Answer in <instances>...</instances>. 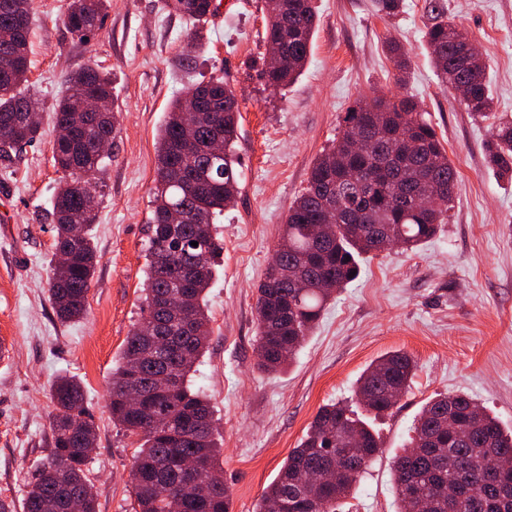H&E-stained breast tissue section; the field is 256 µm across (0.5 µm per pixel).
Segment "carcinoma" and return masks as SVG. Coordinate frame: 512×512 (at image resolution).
Returning a JSON list of instances; mask_svg holds the SVG:
<instances>
[{
    "label": "carcinoma",
    "mask_w": 512,
    "mask_h": 512,
    "mask_svg": "<svg viewBox=\"0 0 512 512\" xmlns=\"http://www.w3.org/2000/svg\"><path fill=\"white\" fill-rule=\"evenodd\" d=\"M209 2L166 3L185 18L190 49L199 38L197 25L208 19ZM106 9L107 0H70L62 23L87 39ZM264 11L261 77L282 91L307 64L316 15L312 0H264ZM428 11L432 23L424 36L441 85L466 84L467 110L475 119L488 118L493 101L481 50L474 47L462 60L443 0H429ZM33 20L32 0H0L1 158L40 135V126L29 121L34 98L25 89ZM388 50L395 69L405 74L407 54L396 44ZM86 94L95 96L96 111L80 109ZM239 117L231 86L212 76L173 101L158 134L142 316L112 369L110 388L112 421L136 437L130 471L134 512H231L222 437L209 401L192 390L188 377L210 336L206 295L220 251L215 224L239 192ZM53 123L66 135L53 144L54 165L64 177L50 212L56 259L48 292L57 316L70 321L86 314L97 265L90 227L104 184L92 176L106 159L98 154V143L116 137L108 75L92 67L68 75ZM361 134L372 143L366 155L352 150ZM216 135L223 150L213 157L207 144ZM487 157L502 172H512V121L496 126ZM456 182L445 148L411 99L375 98L349 108L340 136L317 157L305 191L289 206L282 241L258 285V368L277 373L290 364L333 293L356 279L359 258L384 250L381 237L394 233L411 250L433 237L446 219ZM434 196L442 208H415L416 200ZM59 254L67 260L57 259ZM415 368L414 359L401 351L376 360L358 380L357 403L367 413L388 412L397 404L392 393H406ZM133 382L145 392L138 407L125 393ZM51 396V448L28 486L24 512H72L75 498L80 512H96L85 450L95 446L97 434L83 390L75 379L61 377ZM380 448V436L350 405L321 407L264 491L258 512H270L279 501L288 504V512H339ZM505 454L512 455V432L468 395L431 398L414 422L409 447L392 464L402 512H512V486L504 488L497 468ZM189 457L200 464L194 479L178 464ZM450 485L456 490L452 497Z\"/></svg>",
    "instance_id": "obj_1"
}]
</instances>
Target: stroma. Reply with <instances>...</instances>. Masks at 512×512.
<instances>
[{"label":"stroma","mask_w":512,"mask_h":512,"mask_svg":"<svg viewBox=\"0 0 512 512\" xmlns=\"http://www.w3.org/2000/svg\"><path fill=\"white\" fill-rule=\"evenodd\" d=\"M429 0H404L394 16L374 0H314L317 26L299 79L281 92L259 74L265 51L261 0H223L222 26L201 27L195 65L181 64L186 23L164 0H110L102 26L80 39L62 24L67 0H34L28 88L39 101L40 138L0 159V499L21 502L51 442V385L76 378L97 427L87 473L97 512H133L129 472L136 444L112 421L109 386L141 317L156 135L170 102L200 80L226 76L238 99L240 192L216 233L224 251L207 295L211 336L191 374L224 439L232 512H255L319 409L352 402L374 361L402 350L416 361L407 393L372 420L383 448L345 512H399L391 462L425 402L464 392L512 428V176L487 161L499 120H512V0H445L481 48L494 111L473 119L441 86L424 38ZM410 58L398 82L386 50ZM93 66L112 83L117 137L91 235L99 262L85 318L61 321L48 299L53 232L46 218L62 177L53 160L52 112L69 72ZM410 97L458 172L447 224L416 250L376 252L337 291L292 363L256 366V289L279 243L288 208L313 163L339 136L357 100Z\"/></svg>","instance_id":"1"}]
</instances>
